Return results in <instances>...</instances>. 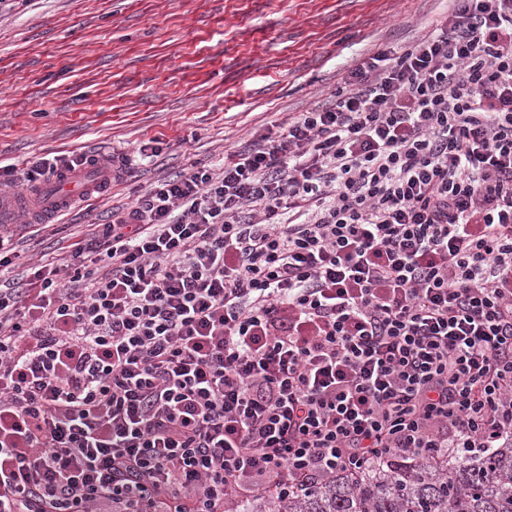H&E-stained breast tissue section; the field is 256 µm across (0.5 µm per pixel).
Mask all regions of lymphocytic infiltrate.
<instances>
[{
  "label": "lymphocytic infiltrate",
  "mask_w": 512,
  "mask_h": 512,
  "mask_svg": "<svg viewBox=\"0 0 512 512\" xmlns=\"http://www.w3.org/2000/svg\"><path fill=\"white\" fill-rule=\"evenodd\" d=\"M512 443V0L0 287V512H234Z\"/></svg>",
  "instance_id": "f902f5d3"
}]
</instances>
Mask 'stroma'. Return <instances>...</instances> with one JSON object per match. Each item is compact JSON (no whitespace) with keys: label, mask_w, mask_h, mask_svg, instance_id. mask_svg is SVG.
Segmentation results:
<instances>
[{"label":"stroma","mask_w":512,"mask_h":512,"mask_svg":"<svg viewBox=\"0 0 512 512\" xmlns=\"http://www.w3.org/2000/svg\"><path fill=\"white\" fill-rule=\"evenodd\" d=\"M447 0H16L0 11V194L26 192L31 161L130 159L131 176L74 201L39 233L8 217L18 256L68 258L77 235L110 221L155 182L197 167L288 116L334 102L348 71L404 48ZM156 154L139 163L140 144Z\"/></svg>","instance_id":"1"}]
</instances>
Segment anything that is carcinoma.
I'll return each instance as SVG.
<instances>
[{
	"instance_id": "carcinoma-1",
	"label": "carcinoma",
	"mask_w": 512,
	"mask_h": 512,
	"mask_svg": "<svg viewBox=\"0 0 512 512\" xmlns=\"http://www.w3.org/2000/svg\"><path fill=\"white\" fill-rule=\"evenodd\" d=\"M237 512H512V444L381 463L294 494H259Z\"/></svg>"
}]
</instances>
